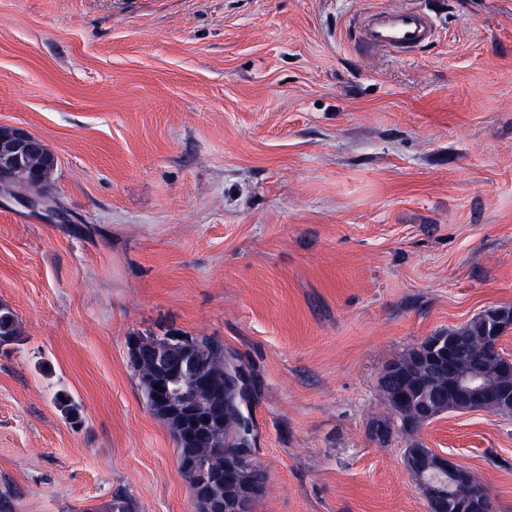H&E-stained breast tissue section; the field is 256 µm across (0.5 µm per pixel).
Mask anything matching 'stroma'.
<instances>
[{"label": "stroma", "mask_w": 512, "mask_h": 512, "mask_svg": "<svg viewBox=\"0 0 512 512\" xmlns=\"http://www.w3.org/2000/svg\"><path fill=\"white\" fill-rule=\"evenodd\" d=\"M403 7L430 45H355ZM1 125L55 158L54 213L0 195L10 512H197L127 354L164 335L249 376L252 512H426L367 423L389 363L512 308V0H0ZM422 437L512 512V415ZM17 317L7 305L0 304V345H8L18 340Z\"/></svg>", "instance_id": "35a3bbf8"}]
</instances>
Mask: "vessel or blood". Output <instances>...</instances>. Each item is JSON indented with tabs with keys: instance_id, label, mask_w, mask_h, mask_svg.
Returning <instances> with one entry per match:
<instances>
[{
	"instance_id": "obj_1",
	"label": "vessel or blood",
	"mask_w": 512,
	"mask_h": 512,
	"mask_svg": "<svg viewBox=\"0 0 512 512\" xmlns=\"http://www.w3.org/2000/svg\"><path fill=\"white\" fill-rule=\"evenodd\" d=\"M357 33L368 50L402 52L428 42L435 34V25L429 15L413 8L371 10Z\"/></svg>"
}]
</instances>
